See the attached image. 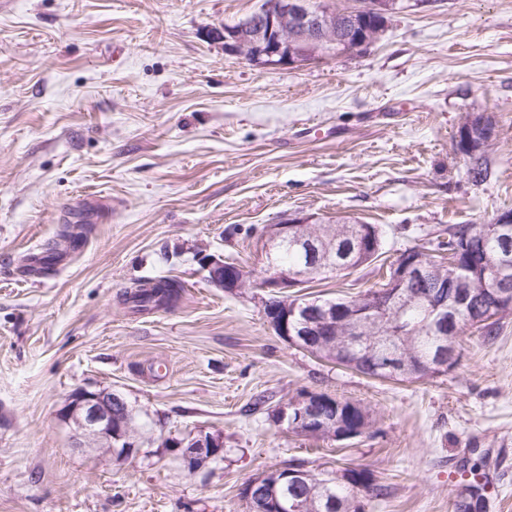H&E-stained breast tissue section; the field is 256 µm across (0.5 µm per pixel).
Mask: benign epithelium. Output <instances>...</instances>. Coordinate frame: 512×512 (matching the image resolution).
Instances as JSON below:
<instances>
[{
  "label": "benign epithelium",
  "instance_id": "7a95c632",
  "mask_svg": "<svg viewBox=\"0 0 512 512\" xmlns=\"http://www.w3.org/2000/svg\"><path fill=\"white\" fill-rule=\"evenodd\" d=\"M391 8L387 0H372L359 8L315 9L312 0H275L266 7L257 22H249L237 28H224V51L247 62L262 67L299 66L318 59L309 44L318 40L328 45L336 44V27L342 20L353 22L356 33V48L371 46L380 35L381 28L369 25L370 16L384 15ZM495 137L494 125L487 117L469 121L460 126L456 140L459 155L476 154L490 146ZM309 214L289 217L271 226L269 238L272 242L296 239L295 231L301 224L311 223ZM265 266L259 288L268 292L261 297L263 314L268 326L276 335L296 343L297 337L306 336L312 328L322 329V323L298 330L288 321L290 300L285 292L299 287V276L294 271L278 266L270 257L269 248H264ZM208 281L217 288L236 291L249 287L245 268L229 264L224 260L209 257L204 263ZM395 274L385 293L391 312L404 310L403 289L412 282L427 278L428 268L409 258L394 265ZM490 309L501 316L512 313V290L506 285L496 287L494 304ZM448 298L444 297L429 309L424 325L441 332L448 330ZM374 348L383 351L387 359L382 368L391 372L399 370L398 355L392 330L373 337ZM324 400L319 393L305 391L285 407L279 408L280 422L288 415L296 417V423L318 418L317 403ZM62 416L75 428L74 447L98 448L115 453L120 460L129 459L139 452V442L131 437L128 427V406L122 394L110 389L88 390L76 388L69 395L62 409ZM171 448H181L179 454L184 468L194 471L217 459L224 453L221 436L200 430L193 437L181 441H165Z\"/></svg>",
  "mask_w": 512,
  "mask_h": 512
}]
</instances>
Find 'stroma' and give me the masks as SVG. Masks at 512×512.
I'll return each instance as SVG.
<instances>
[{"mask_svg":"<svg viewBox=\"0 0 512 512\" xmlns=\"http://www.w3.org/2000/svg\"><path fill=\"white\" fill-rule=\"evenodd\" d=\"M263 0H0V512H249L245 485L284 461L365 468L366 512H456L478 468L482 512H512V315L416 382L315 357L267 325L260 291L207 280L204 256L261 275L259 238L290 214L378 227L384 252L291 289L380 287L413 246L512 210V0H399L351 57L261 68L221 26ZM496 127L492 176L453 151L465 116ZM87 227L48 271L20 270L64 225ZM176 302L125 304L143 279ZM79 387L122 394L142 427L128 461L74 446ZM304 390L361 402L370 428L314 440L273 413ZM221 435L188 473L167 439ZM134 288V291L126 292L125 303L138 312H150L177 300L183 286L175 280L162 279L144 281ZM344 481L349 482L354 488L357 489H363V485L368 483L365 493L366 496H368L370 499H382L387 494L386 485L379 484L374 476L369 482L367 475L359 472V469L347 473Z\"/></svg>","mask_w":512,"mask_h":512,"instance_id":"35a3bbf8","label":"stroma"}]
</instances>
